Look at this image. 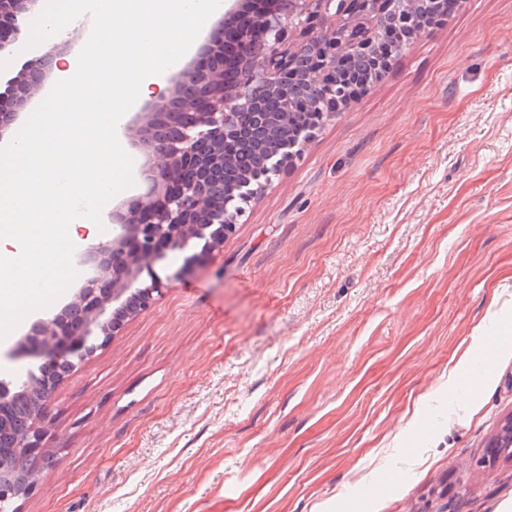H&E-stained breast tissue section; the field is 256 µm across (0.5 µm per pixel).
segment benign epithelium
<instances>
[{
  "label": "benign epithelium",
  "mask_w": 512,
  "mask_h": 512,
  "mask_svg": "<svg viewBox=\"0 0 512 512\" xmlns=\"http://www.w3.org/2000/svg\"><path fill=\"white\" fill-rule=\"evenodd\" d=\"M37 0H0V48L17 33L18 17ZM386 0H226L224 23L233 39L216 30L201 46L206 59L193 58L171 80L170 91L146 106L129 126L134 140L165 164L146 175L149 190L107 215L108 239L76 255L85 270L80 288L56 312L39 318L21 337L18 349L38 362V369L65 366V373L92 352L90 340L106 342L120 330L115 307L133 302L138 311L152 307L163 282L141 279L144 270L167 251H182L193 240L215 246L231 234L243 205L258 198L282 169L304 148L313 126L300 124L293 136L281 139L265 166L224 181L232 160L224 140L243 130L241 114L262 111L260 92L279 97L282 112L294 111L290 86L296 80L292 60L317 52L324 63L302 77L313 100L321 85L334 78L336 59L366 51L365 31L375 32ZM53 53L26 65L0 93V137L20 116L34 92L48 81ZM59 382L31 374L19 385L0 379V427L7 417L1 408L20 395L34 392L39 411L10 452L37 453L44 446L45 419ZM494 454L512 460V416L490 444Z\"/></svg>",
  "instance_id": "1"
}]
</instances>
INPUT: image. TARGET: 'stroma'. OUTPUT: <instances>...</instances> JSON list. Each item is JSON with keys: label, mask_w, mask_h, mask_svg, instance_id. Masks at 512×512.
<instances>
[{"label": "stroma", "mask_w": 512, "mask_h": 512, "mask_svg": "<svg viewBox=\"0 0 512 512\" xmlns=\"http://www.w3.org/2000/svg\"><path fill=\"white\" fill-rule=\"evenodd\" d=\"M30 17L0 77L47 51ZM58 386L17 512H512V0L395 54ZM484 352L470 375L463 355ZM512 416H509L501 425L499 431L490 444L494 454H503L512 460Z\"/></svg>", "instance_id": "1"}]
</instances>
